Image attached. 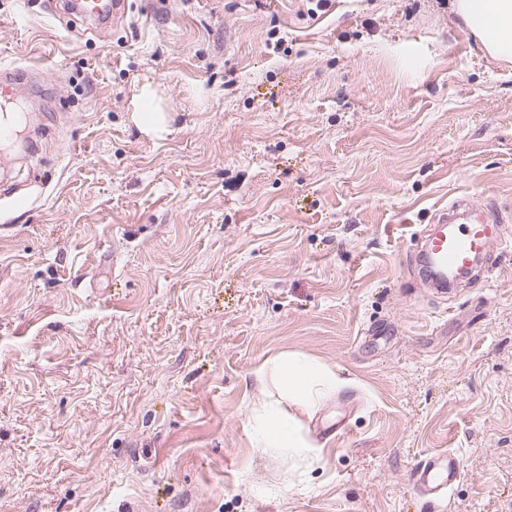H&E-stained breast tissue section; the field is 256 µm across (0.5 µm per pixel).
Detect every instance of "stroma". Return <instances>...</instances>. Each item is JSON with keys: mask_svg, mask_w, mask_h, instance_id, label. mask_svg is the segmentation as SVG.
<instances>
[{"mask_svg": "<svg viewBox=\"0 0 512 512\" xmlns=\"http://www.w3.org/2000/svg\"><path fill=\"white\" fill-rule=\"evenodd\" d=\"M48 2L0 0L44 131L0 150V512H512V251L405 264L457 197L512 239V61L452 0ZM285 353L344 381L301 458L251 429ZM104 3L101 0H79L74 4L76 13L82 16H93L104 19L112 14V19L122 16L126 8L125 0H110ZM141 112L139 123L147 131L162 133L166 130V118L164 113L155 106L156 94L149 86L143 87L139 96ZM413 475L421 493L439 497L461 478V462L451 452L444 456L430 454L417 463Z\"/></svg>", "mask_w": 512, "mask_h": 512, "instance_id": "obj_1", "label": "stroma"}]
</instances>
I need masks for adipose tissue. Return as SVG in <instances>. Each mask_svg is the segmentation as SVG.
<instances>
[{
	"label": "adipose tissue",
	"instance_id": "1",
	"mask_svg": "<svg viewBox=\"0 0 512 512\" xmlns=\"http://www.w3.org/2000/svg\"><path fill=\"white\" fill-rule=\"evenodd\" d=\"M454 9L491 59H512V0H455ZM260 380L272 384L278 395L263 397L256 403L261 413L253 426L258 446L282 448L295 455L307 452L309 444L285 406L290 403L301 409L311 408L339 390L341 379L323 365L285 355L270 361Z\"/></svg>",
	"mask_w": 512,
	"mask_h": 512
}]
</instances>
